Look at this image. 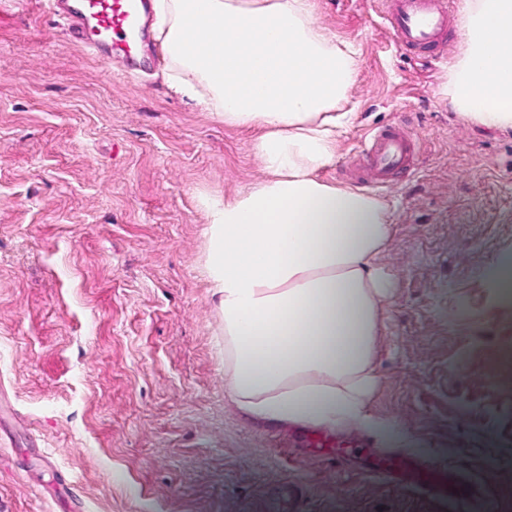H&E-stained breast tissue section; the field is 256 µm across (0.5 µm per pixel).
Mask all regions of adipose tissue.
I'll use <instances>...</instances> for the list:
<instances>
[{
	"label": "adipose tissue",
	"instance_id": "1",
	"mask_svg": "<svg viewBox=\"0 0 512 512\" xmlns=\"http://www.w3.org/2000/svg\"><path fill=\"white\" fill-rule=\"evenodd\" d=\"M154 9L174 87L254 131L269 172L248 191L203 200L227 396L256 424L405 443L401 424L368 410L391 286L380 263L390 207L317 175L335 160L356 51L315 25L314 0H155ZM463 30L448 75L453 107L512 127V0H466ZM480 276L492 310L512 307V251Z\"/></svg>",
	"mask_w": 512,
	"mask_h": 512
}]
</instances>
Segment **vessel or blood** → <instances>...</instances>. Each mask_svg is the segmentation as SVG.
<instances>
[{
  "label": "vessel or blood",
  "mask_w": 512,
  "mask_h": 512,
  "mask_svg": "<svg viewBox=\"0 0 512 512\" xmlns=\"http://www.w3.org/2000/svg\"><path fill=\"white\" fill-rule=\"evenodd\" d=\"M382 14L395 44L404 50L442 44L457 22L456 0H379ZM69 17L79 19L78 44L90 56L133 59L146 40L149 0H78L64 7ZM419 153V141L400 123L367 135L353 165L360 181L383 187L405 171ZM302 445L318 456L344 459L367 453L357 438L334 439L318 432L306 433ZM375 474L394 485L400 496L425 498L441 484L433 469L412 457L378 458Z\"/></svg>",
  "instance_id": "b4317fda"
}]
</instances>
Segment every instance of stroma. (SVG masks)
Here are the masks:
<instances>
[{"label":"stroma","mask_w":512,"mask_h":512,"mask_svg":"<svg viewBox=\"0 0 512 512\" xmlns=\"http://www.w3.org/2000/svg\"><path fill=\"white\" fill-rule=\"evenodd\" d=\"M315 4L360 61L319 177L353 187L348 162L384 127L420 141L376 191L393 288L368 409L512 512V309L490 313L479 276L512 249V129L450 104L462 28L404 51L374 0ZM171 72L160 52L111 71L42 0H0V512H400L369 461L282 447L227 397L200 199L269 173L251 133L171 91Z\"/></svg>","instance_id":"obj_1"}]
</instances>
